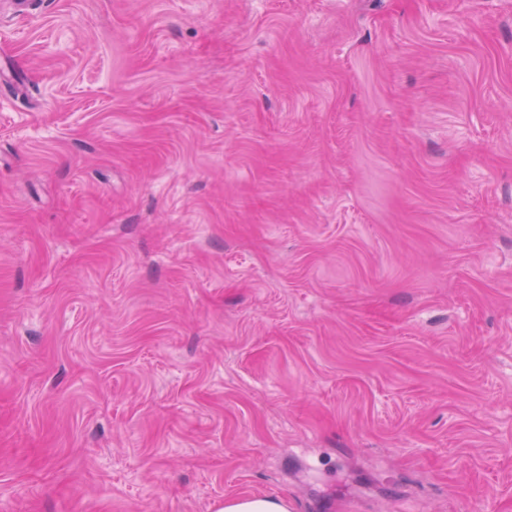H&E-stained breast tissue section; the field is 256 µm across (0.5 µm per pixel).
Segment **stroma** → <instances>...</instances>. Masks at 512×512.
<instances>
[{
    "mask_svg": "<svg viewBox=\"0 0 512 512\" xmlns=\"http://www.w3.org/2000/svg\"><path fill=\"white\" fill-rule=\"evenodd\" d=\"M0 0V512H512V0ZM218 512H288V504L279 496H241L226 499Z\"/></svg>",
    "mask_w": 512,
    "mask_h": 512,
    "instance_id": "stroma-1",
    "label": "stroma"
}]
</instances>
